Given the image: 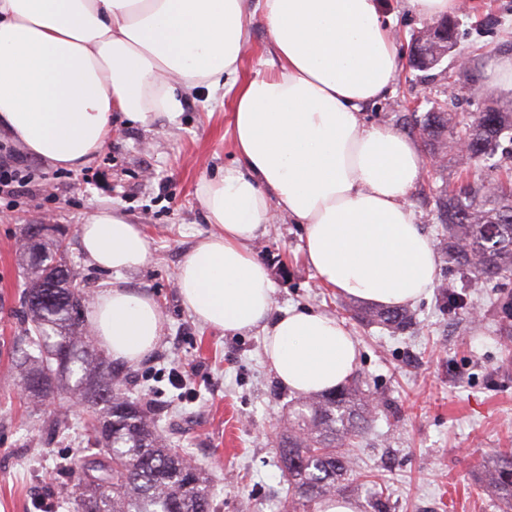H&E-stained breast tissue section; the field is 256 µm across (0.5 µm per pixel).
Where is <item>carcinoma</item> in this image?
<instances>
[{
  "instance_id": "1",
  "label": "carcinoma",
  "mask_w": 512,
  "mask_h": 512,
  "mask_svg": "<svg viewBox=\"0 0 512 512\" xmlns=\"http://www.w3.org/2000/svg\"><path fill=\"white\" fill-rule=\"evenodd\" d=\"M496 125L488 126L485 112L458 115L410 113L409 129L423 142L427 154L453 152L455 165L479 181L442 189L437 197L439 249L450 263L487 288L512 281V180L493 174L512 159V100L499 102ZM469 143L462 163L455 145L461 136ZM28 255L29 286L21 297L24 340L38 350L16 359L21 383L30 400L44 404L64 390L90 404L84 432L100 456L82 458L85 492L77 499L79 512H214V493L203 473L185 463L186 453L169 448L158 426L157 409L130 399L127 377L91 348L83 338L85 314L95 281L80 276L56 260L54 240L36 242L23 235ZM52 287L49 300L32 305L35 290ZM442 309L474 310L467 298L441 289ZM353 318L402 333L414 325L406 308L370 309L352 306ZM380 405L356 379L328 394H310L288 412L277 455L295 498L290 508L311 509L342 491L351 466L346 449L355 448ZM487 486L501 502L512 506V448L493 455L484 465Z\"/></svg>"
}]
</instances>
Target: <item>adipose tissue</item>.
Returning <instances> with one entry per match:
<instances>
[{"label":"adipose tissue","instance_id":"adipose-tissue-1","mask_svg":"<svg viewBox=\"0 0 512 512\" xmlns=\"http://www.w3.org/2000/svg\"><path fill=\"white\" fill-rule=\"evenodd\" d=\"M261 2L277 63L241 83L244 0H0V131L30 157L79 171L114 121H172L184 95L233 92L238 164L199 188L214 230L179 266L181 302L215 331L261 333L291 392H328L352 378L355 338L335 315L274 310L270 271L250 245L282 206L302 224L322 286L382 308L414 302L439 264L410 203L424 156L411 136L362 119L404 62L380 0ZM78 238L116 276L97 295L91 334L114 361L138 363L158 343L162 316L119 275L148 262L149 240L109 208L87 217Z\"/></svg>","mask_w":512,"mask_h":512}]
</instances>
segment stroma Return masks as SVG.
Returning <instances> with one entry per match:
<instances>
[{
    "label": "stroma",
    "instance_id": "1",
    "mask_svg": "<svg viewBox=\"0 0 512 512\" xmlns=\"http://www.w3.org/2000/svg\"><path fill=\"white\" fill-rule=\"evenodd\" d=\"M381 2L399 48L409 50L425 18L405 0ZM248 9L255 17L243 81L273 60L259 0H248ZM456 49L468 57V69L451 56L426 72L402 68L392 91L365 108V121L403 129L412 103L422 113L436 104L450 112L479 111L491 99L483 87L484 62L512 54V0H469L459 15ZM105 154L109 164L99 165L90 182L82 172L20 155L32 181L16 188L13 204L0 202V512H77L73 464L86 446L85 410L72 409L64 425L53 426L64 396L33 411L14 368L24 347L18 314L25 265L18 244L25 225L48 221L67 244L62 263L93 271L77 229L104 207L146 232L151 257L125 279L149 293L163 317L156 349L122 367L130 395L152 401L172 447L207 473L217 512H242L246 504L251 512H283L292 491L277 464V435L295 396L276 379L260 333L228 336L202 326L175 286L179 263L212 230L198 188L236 162L232 105L207 101L202 92L189 95L176 120L119 128ZM461 181L453 167L441 177L428 171L413 191L410 202L429 236L438 233L437 191ZM303 236L302 226L278 208L251 248L270 270L275 308L309 306L345 321L359 344L355 375L384 401L362 443L349 451L344 495L355 512H373L370 475L386 488L388 512H503L485 489L481 468L492 452L512 448V342L501 335L491 305L496 289L449 271V282L480 305L479 319L467 323L442 313L431 294L410 306L418 330L395 335L361 325L347 311V298L320 285L304 260ZM189 363L200 371L190 376L192 395L184 399L169 377Z\"/></svg>",
    "mask_w": 512,
    "mask_h": 512
}]
</instances>
